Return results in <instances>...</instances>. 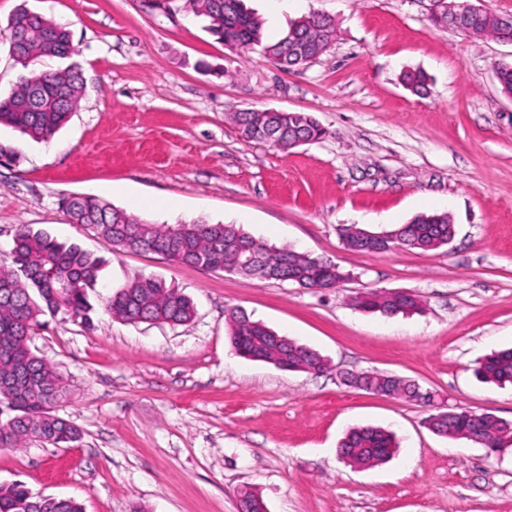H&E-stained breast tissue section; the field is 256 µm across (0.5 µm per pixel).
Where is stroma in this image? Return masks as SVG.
Returning a JSON list of instances; mask_svg holds the SVG:
<instances>
[{
  "label": "stroma",
  "mask_w": 512,
  "mask_h": 512,
  "mask_svg": "<svg viewBox=\"0 0 512 512\" xmlns=\"http://www.w3.org/2000/svg\"><path fill=\"white\" fill-rule=\"evenodd\" d=\"M262 40L314 13L334 19L322 56L284 72L261 49L225 47L189 11L146 0H0V44L19 7L71 33L83 75L76 112L50 142L0 127V265L18 225L103 258L89 292L92 326L43 316L34 352L61 373L58 416L70 448H0V482L71 498L83 512H238L241 489L268 512H512V448L434 434L431 407L344 386L378 370L450 406L512 421V386L481 382L478 358L512 347V96L495 75L512 44L435 22L433 0H246ZM228 68L230 78L218 68ZM419 69L427 95L402 75ZM245 109L313 115L322 139L284 151L243 140ZM93 195L155 224L205 218L337 264L346 280L314 290L111 249L71 223L59 200ZM448 213V247L347 250L341 226L380 231ZM138 276L188 296L182 325L130 324L104 306ZM369 289L407 290L420 313L354 308ZM326 357L322 374L283 371L233 349L227 308ZM377 425L394 457L342 460L352 427Z\"/></svg>",
  "instance_id": "stroma-1"
}]
</instances>
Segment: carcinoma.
Wrapping results in <instances>:
<instances>
[{"mask_svg":"<svg viewBox=\"0 0 512 512\" xmlns=\"http://www.w3.org/2000/svg\"><path fill=\"white\" fill-rule=\"evenodd\" d=\"M191 11L207 22L206 30L223 43L241 50L256 46L285 70L302 66L326 52L335 33L332 18L315 14L296 24L275 43L262 44L259 19L243 6V0H186ZM455 28L474 37H493L512 42V23L486 12L462 16ZM9 53L23 67L44 57L64 59L73 53L69 31L46 16L19 8L9 19ZM403 80L414 93L427 90L428 78L419 71L407 72ZM83 95L81 73L73 66L31 71L21 77L9 96L0 99V124L12 126L32 140H50L80 107ZM34 99L32 107L20 101ZM244 140L272 143L281 149L298 146V141H317L325 130L304 112H251L234 114ZM59 204L72 223L92 228L111 247L123 250L155 246L174 262L226 272L242 262L238 247L253 250L258 262L246 273L266 281L293 282L303 288H336L347 274L337 265L308 253L277 247L256 239L235 224L194 219L174 225L153 224L137 215L91 196H62ZM454 225L446 213L419 215L410 223L386 231L385 237L355 224L340 228L343 245L355 252L386 253L400 245L407 249L437 250L453 237ZM11 264L0 266V399L10 404L15 415L0 421V448H21L30 441L55 447H72L81 439L80 430L55 415L52 406L60 401L64 387L59 373L31 348L39 317L63 310L92 326L93 305L88 289L97 281L100 258L76 245H65L27 224L18 226L10 251ZM354 307L386 317L412 315L422 310L419 298L404 291L369 289L354 297ZM107 310L127 323L180 325L194 315L192 300L156 278L138 277L110 297ZM227 322L230 340L240 355L271 363L286 371L329 369L319 352L276 333L242 310L232 309ZM476 376L487 383L512 384V349L500 350L479 359ZM344 384L365 391L407 400L421 399L433 405L431 393L398 375L366 371L343 374ZM434 433L466 440L484 448L504 451L512 447V422L486 413L476 418L459 407H438L428 417ZM394 436L372 426L354 427L339 445L341 456L358 468L373 467L389 460L395 452ZM241 503L248 512H267L259 493L244 488ZM0 512H82L72 499L39 496L24 483H0Z\"/></svg>","mask_w":512,"mask_h":512,"instance_id":"obj_1","label":"carcinoma"}]
</instances>
